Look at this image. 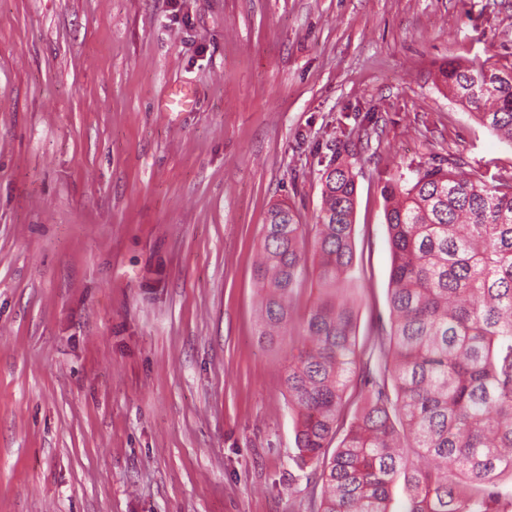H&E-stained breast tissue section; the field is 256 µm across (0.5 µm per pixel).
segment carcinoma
Here are the masks:
<instances>
[{
  "instance_id": "obj_1",
  "label": "carcinoma",
  "mask_w": 512,
  "mask_h": 512,
  "mask_svg": "<svg viewBox=\"0 0 512 512\" xmlns=\"http://www.w3.org/2000/svg\"><path fill=\"white\" fill-rule=\"evenodd\" d=\"M441 77L512 143L511 61L450 62ZM384 197L390 326L378 368L357 349L349 163L326 168L317 223L275 204L262 225L257 335L303 339L283 377L296 461L314 468L319 512H388L400 480L404 512H512V174L488 185L457 162L435 165ZM310 274L318 295L298 320Z\"/></svg>"
}]
</instances>
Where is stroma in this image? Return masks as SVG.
<instances>
[{
	"mask_svg": "<svg viewBox=\"0 0 512 512\" xmlns=\"http://www.w3.org/2000/svg\"><path fill=\"white\" fill-rule=\"evenodd\" d=\"M505 58L512 0H0V512H317L282 381L302 338L256 334L267 211L316 223L351 162L371 346L383 188L512 172L438 81Z\"/></svg>",
	"mask_w": 512,
	"mask_h": 512,
	"instance_id": "35a3bbf8",
	"label": "stroma"
}]
</instances>
